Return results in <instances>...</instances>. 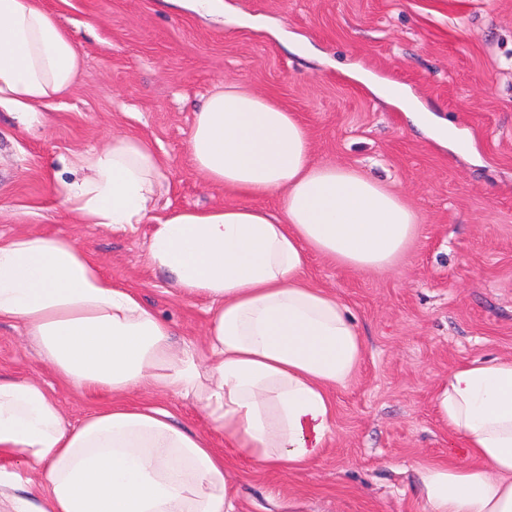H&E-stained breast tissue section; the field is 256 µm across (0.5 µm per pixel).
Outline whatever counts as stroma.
<instances>
[{
	"label": "stroma",
	"mask_w": 512,
	"mask_h": 512,
	"mask_svg": "<svg viewBox=\"0 0 512 512\" xmlns=\"http://www.w3.org/2000/svg\"><path fill=\"white\" fill-rule=\"evenodd\" d=\"M80 46V78L30 125L0 111V235L68 236L112 280L200 342L204 302L177 297L145 255L149 224H78L58 184L64 161L121 132L147 140L166 178L154 216L240 203L193 169L195 112L224 80L275 97L308 126L313 159L357 169L401 194L420 233L385 271L311 255L306 280L355 315L362 361L333 394L336 431L296 471L227 455L241 512H424L419 464L448 458L435 415L439 380L475 360L512 357V0H224L231 21L163 0H38ZM359 65L406 86L464 131L439 148L399 109L349 82ZM0 371L39 376L71 420L87 404L42 365L20 329L0 323Z\"/></svg>",
	"instance_id": "35a3bbf8"
}]
</instances>
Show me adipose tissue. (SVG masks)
Returning <instances> with one entry per match:
<instances>
[{
  "instance_id": "adipose-tissue-1",
  "label": "adipose tissue",
  "mask_w": 512,
  "mask_h": 512,
  "mask_svg": "<svg viewBox=\"0 0 512 512\" xmlns=\"http://www.w3.org/2000/svg\"><path fill=\"white\" fill-rule=\"evenodd\" d=\"M82 52L35 0H0V110L28 123L67 93ZM348 76L428 128L398 85ZM194 170L243 203L179 210L152 224L148 262L174 291L207 301L201 343L106 276L75 240L0 237V322L18 323L39 359L84 394H107L78 422L33 377L0 374V512H240L225 451L262 469L311 463L335 429L333 392L361 362L355 316L303 276L309 253L355 270L395 265L418 216L380 180L312 159L310 133L270 97L227 82L196 112ZM81 178L59 195L82 224L149 222L162 162L144 139L113 135L78 155ZM266 196L277 209L258 206ZM137 389L194 399L207 422L129 401ZM448 460L416 469L425 512H512V358L451 370L434 391ZM220 435L225 451L213 446Z\"/></svg>"
}]
</instances>
